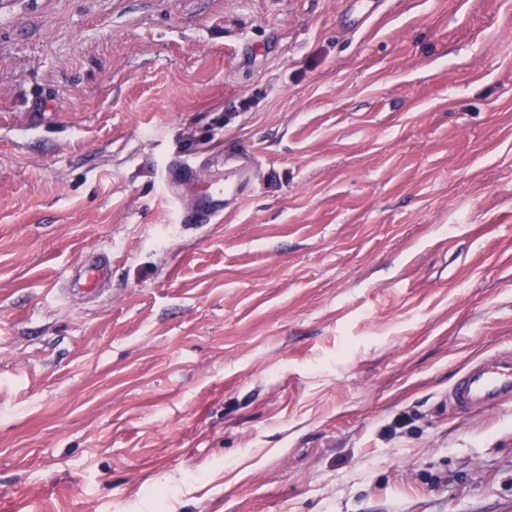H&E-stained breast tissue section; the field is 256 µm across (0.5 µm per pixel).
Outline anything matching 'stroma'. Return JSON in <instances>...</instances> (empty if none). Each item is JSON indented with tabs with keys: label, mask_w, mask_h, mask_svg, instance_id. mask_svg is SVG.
Listing matches in <instances>:
<instances>
[{
	"label": "stroma",
	"mask_w": 512,
	"mask_h": 512,
	"mask_svg": "<svg viewBox=\"0 0 512 512\" xmlns=\"http://www.w3.org/2000/svg\"><path fill=\"white\" fill-rule=\"evenodd\" d=\"M349 2L0 0V512H512V0ZM245 157L232 156L235 174L225 176L224 180L211 183L202 193L203 204L194 217L195 222H209L222 216V203L226 199L238 198L245 190L248 165L243 162ZM82 268V274L71 278V288L69 289L74 293L85 296L97 294L102 282L110 277L111 270L109 264H103L88 258L82 263ZM460 412L512 402V348L470 362L450 390Z\"/></svg>",
	"instance_id": "1"
}]
</instances>
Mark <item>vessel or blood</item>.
Wrapping results in <instances>:
<instances>
[{
	"label": "vessel or blood",
	"mask_w": 512,
	"mask_h": 512,
	"mask_svg": "<svg viewBox=\"0 0 512 512\" xmlns=\"http://www.w3.org/2000/svg\"><path fill=\"white\" fill-rule=\"evenodd\" d=\"M233 162L232 175L214 181L204 190L203 204L196 213V222H208L220 217L224 200L243 194L248 166L239 156L234 157ZM82 268V274L72 279V292L85 296L97 294L102 282L110 276L109 265L88 259L83 262ZM450 398L463 413L512 402V348L501 349L470 362L452 386Z\"/></svg>",
	"instance_id": "b4317fda"
}]
</instances>
